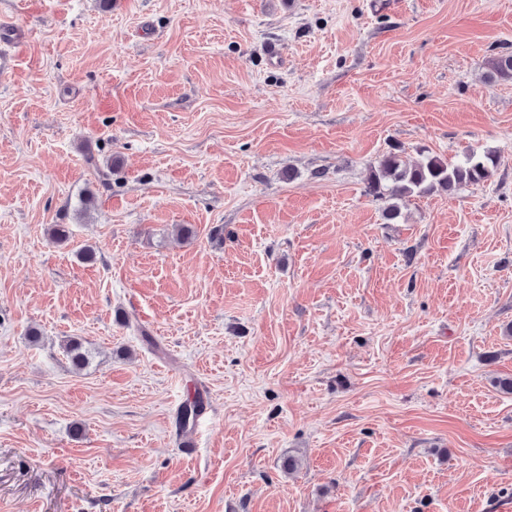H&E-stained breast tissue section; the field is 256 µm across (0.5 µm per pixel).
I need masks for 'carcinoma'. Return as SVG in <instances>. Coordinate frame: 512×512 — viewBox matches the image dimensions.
<instances>
[{
    "label": "carcinoma",
    "instance_id": "obj_1",
    "mask_svg": "<svg viewBox=\"0 0 512 512\" xmlns=\"http://www.w3.org/2000/svg\"><path fill=\"white\" fill-rule=\"evenodd\" d=\"M492 83H512V52L501 51L488 61ZM497 168L496 158L487 152L470 153L457 162L426 155L409 164L397 153H387L378 161L369 177L366 192L388 202L386 219L399 216L397 200L406 195L423 196L434 192L452 193L464 184L479 185L492 179ZM64 351L72 365L82 369L89 364V351L78 339H69ZM203 409L201 396L186 401L179 410V429L188 428Z\"/></svg>",
    "mask_w": 512,
    "mask_h": 512
}]
</instances>
